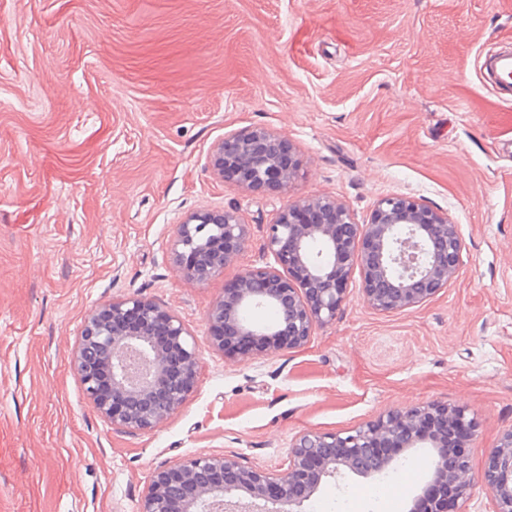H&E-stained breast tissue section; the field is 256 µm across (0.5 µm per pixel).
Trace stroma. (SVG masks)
Here are the masks:
<instances>
[{
    "label": "stroma",
    "instance_id": "1",
    "mask_svg": "<svg viewBox=\"0 0 512 512\" xmlns=\"http://www.w3.org/2000/svg\"><path fill=\"white\" fill-rule=\"evenodd\" d=\"M512 49V0H0V512H136L152 471L195 453L278 472L306 430L348 435L390 410L462 409L480 473L512 429V91L483 63ZM280 134L289 190L219 178L224 136ZM403 193L448 213L457 276L382 313L352 271L335 320L297 349L231 356L208 313L273 264L266 230L328 195L367 223ZM233 209L249 235L207 283L173 260L177 224ZM138 295L192 334L197 382L152 430L113 428L72 363L102 303ZM409 451L396 512L429 480ZM370 480L314 505L381 512Z\"/></svg>",
    "mask_w": 512,
    "mask_h": 512
}]
</instances>
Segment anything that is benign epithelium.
I'll use <instances>...</instances> for the list:
<instances>
[{
  "label": "benign epithelium",
  "mask_w": 512,
  "mask_h": 512,
  "mask_svg": "<svg viewBox=\"0 0 512 512\" xmlns=\"http://www.w3.org/2000/svg\"><path fill=\"white\" fill-rule=\"evenodd\" d=\"M210 163L222 179L251 191L285 190L299 167L292 144L264 128L224 137ZM247 235L233 210L196 212L177 225L171 250L185 277L203 284L224 272ZM314 242L322 253L314 254ZM265 247L276 265L236 279L210 310V341L226 354L302 347L316 327L336 318L355 266L371 309L390 313L420 305L457 276L462 238L448 214L411 196L381 199L365 225L355 223L344 204L321 196L286 205L268 225ZM270 307L278 311L274 322L248 317ZM72 360L96 411L129 433L168 419L196 384L193 336L138 296L96 306ZM475 431L463 410L428 402L391 410L344 437L304 431L288 467L277 473L225 455H190L154 469L138 512H305L328 480L347 473L374 479L416 448L430 451V480L407 512H456L475 478L469 455H452L449 448L456 440L470 442ZM480 483L495 512H512V429L491 449Z\"/></svg>",
  "instance_id": "7a95c632"
}]
</instances>
